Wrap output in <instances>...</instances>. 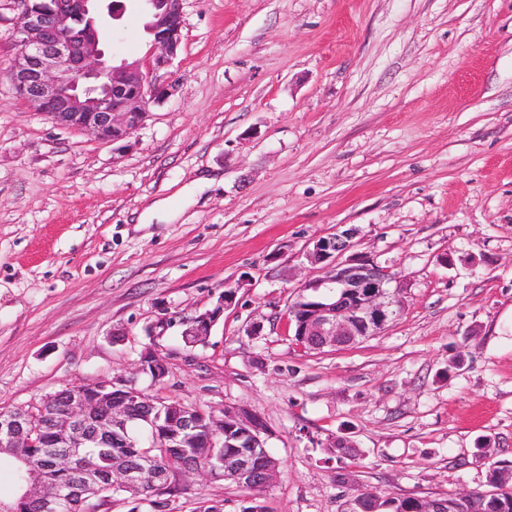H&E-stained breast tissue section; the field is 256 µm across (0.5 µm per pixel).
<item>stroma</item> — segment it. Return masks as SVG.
<instances>
[{"instance_id": "1", "label": "stroma", "mask_w": 512, "mask_h": 512, "mask_svg": "<svg viewBox=\"0 0 512 512\" xmlns=\"http://www.w3.org/2000/svg\"><path fill=\"white\" fill-rule=\"evenodd\" d=\"M106 53L145 59L143 0ZM169 98L117 143L59 127L6 72L0 0V408L135 379L203 410L244 406L280 461L268 512L347 494L445 497L512 468V0H184ZM203 191H196L198 180ZM352 230L399 317L358 344L297 345L304 254ZM205 345L173 312L213 309ZM154 346L159 383L138 374ZM352 448L329 454L332 438ZM171 504L240 512L193 476ZM236 290L229 289L224 290L223 296L220 298L218 305L211 311L199 314L194 318L186 319L185 321L189 324L185 330V336H182L185 343L195 344L199 341H195L193 336H210L212 327L217 321L218 317L224 312V308L231 306L235 301Z\"/></svg>"}]
</instances>
